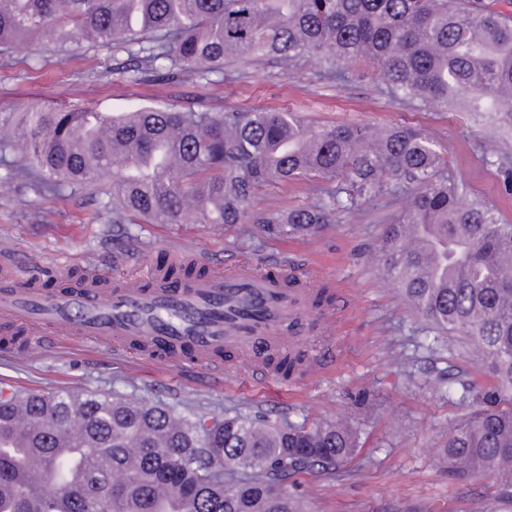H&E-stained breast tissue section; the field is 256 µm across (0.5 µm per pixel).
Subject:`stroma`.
I'll use <instances>...</instances> for the list:
<instances>
[{
	"label": "stroma",
	"mask_w": 512,
	"mask_h": 512,
	"mask_svg": "<svg viewBox=\"0 0 512 512\" xmlns=\"http://www.w3.org/2000/svg\"><path fill=\"white\" fill-rule=\"evenodd\" d=\"M89 104L112 114L145 106L213 113L237 107L291 111L328 124L416 126L441 145L450 176L512 224V194L485 162L512 154V134L478 124L458 104L442 110L394 101L365 62L347 68L341 80L323 77L312 57L285 71L230 64L206 79L180 72L135 82L125 55L108 47L42 41L0 50V106L24 112ZM108 188L104 182L51 196L0 166V276L28 264L56 285L88 269L142 281L161 261L188 257L208 270L244 262L260 271L304 275L334 294L330 338H305L308 346L326 348L322 365L308 375L263 379L241 356L217 379L62 336L30 355L1 342L0 388L109 394L178 414L195 408L220 417L343 421L359 431L360 446L341 472L298 478L310 512H512V480L478 476L458 483L441 461L449 428L468 411L447 395L448 382L479 376L468 357L434 345L424 318L378 273L379 240L404 198L340 213L311 235L273 238L256 224H199L189 212L177 224L122 230L109 222ZM315 199V183L302 180L267 188L251 207L283 211Z\"/></svg>",
	"instance_id": "obj_1"
}]
</instances>
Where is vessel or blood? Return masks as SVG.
<instances>
[{"label":"vessel or blood","instance_id":"1","mask_svg":"<svg viewBox=\"0 0 512 512\" xmlns=\"http://www.w3.org/2000/svg\"><path fill=\"white\" fill-rule=\"evenodd\" d=\"M304 280L257 273L239 265L176 282L154 270L149 285L91 273L63 294L18 274L0 280V322L26 331L28 343L52 336L108 342L125 354L143 352L212 377L224 372L222 352L253 360L260 375L269 352L287 351L309 334ZM292 334H285V326Z\"/></svg>","mask_w":512,"mask_h":512}]
</instances>
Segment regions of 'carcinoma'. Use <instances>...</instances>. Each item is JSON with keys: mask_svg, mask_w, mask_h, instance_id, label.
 <instances>
[{"mask_svg": "<svg viewBox=\"0 0 512 512\" xmlns=\"http://www.w3.org/2000/svg\"><path fill=\"white\" fill-rule=\"evenodd\" d=\"M41 34L110 46L159 75L316 57L340 78L364 60L395 101L459 103L512 124V20L489 0H0L1 48ZM135 116L0 110V164L55 196L113 174L114 225L177 224L190 210L198 224H260L281 238L409 194L384 229L382 271L488 380L460 383L471 410L449 430L442 461L456 479L512 478V224L444 174L432 137L290 111L148 106ZM22 157L29 167L19 169ZM495 164L512 191V157ZM294 180L317 183L313 204L250 208L264 188ZM265 363L290 376L305 354L272 352ZM358 443L354 428L331 420L176 415L108 395L1 389L0 512H307L288 481L347 464Z\"/></svg>", "mask_w": 512, "mask_h": 512, "instance_id": "1", "label": "carcinoma"}]
</instances>
